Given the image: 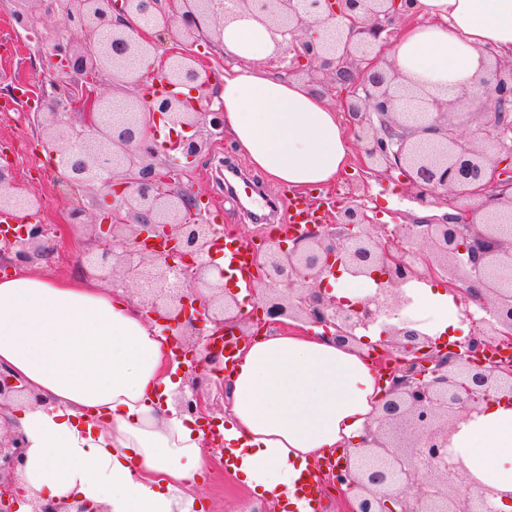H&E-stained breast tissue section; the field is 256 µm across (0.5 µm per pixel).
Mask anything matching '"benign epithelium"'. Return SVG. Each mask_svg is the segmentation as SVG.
Segmentation results:
<instances>
[{
    "label": "benign epithelium",
    "mask_w": 512,
    "mask_h": 512,
    "mask_svg": "<svg viewBox=\"0 0 512 512\" xmlns=\"http://www.w3.org/2000/svg\"><path fill=\"white\" fill-rule=\"evenodd\" d=\"M17 0L14 19L39 34V17ZM398 0H55V11L71 37L52 44L59 77L51 83L53 105L36 117L42 148L59 178L79 184L101 213L94 225L93 259L85 273L112 284L135 283L144 292L143 318L178 332L179 369L202 372L219 362L209 351L198 356L194 336L224 330L241 320L233 294L212 281L215 229L201 214L200 200L186 188L180 158L202 153L211 137L224 133L223 112L203 107L210 99L196 56L188 49H166L160 59V87L133 98L129 112L105 111L98 93L101 77L128 69L132 56L158 55L172 32L191 45L216 46L224 21L242 10L283 37L270 64L292 72L318 64L315 82L340 103L351 130L363 143L365 158L409 180L414 199L424 206L440 200L482 199L480 224L456 216L421 219L403 234L375 235L367 215L353 202L324 224H308L255 259L249 288L262 294L264 315L273 324L287 320L320 327L324 335L348 345L356 332L381 322L388 338L384 355L396 366L387 372L388 395L354 446L331 468L332 481L351 494L350 512H499L498 491L477 483L476 495L461 489L468 472L451 448L456 424L492 394L512 400V366L484 357L494 344L512 339V171L498 155L512 154V64L490 62V77L479 80L481 93L461 89L444 100L422 87L395 92L404 76L387 56L397 41L403 14ZM112 38L101 39V15ZM163 20L155 35L144 36L134 19ZM326 27L336 37L314 30ZM190 86L195 96L175 92ZM477 116L466 135L450 119L453 113ZM159 116L180 134L163 149L149 139L151 118ZM41 199L0 169V215L37 213ZM54 226L34 223L20 233L0 225V255L14 267H28L49 255ZM345 270L374 281V292L348 306L329 295L328 276ZM444 279L448 290L474 318L470 303L489 315L483 330L465 341L440 348L416 322L403 314L410 303L404 286L412 280ZM481 285V289L474 285ZM29 388L0 369V408L23 399ZM184 412L210 416V404L197 391L175 398ZM22 435L0 426V512H17L21 491L14 485L25 462ZM31 512H105L87 501L42 504Z\"/></svg>",
    "instance_id": "7a95c632"
}]
</instances>
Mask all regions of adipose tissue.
Listing matches in <instances>:
<instances>
[{
  "label": "adipose tissue",
  "instance_id": "obj_1",
  "mask_svg": "<svg viewBox=\"0 0 512 512\" xmlns=\"http://www.w3.org/2000/svg\"><path fill=\"white\" fill-rule=\"evenodd\" d=\"M410 11L420 22L390 57L427 90L473 87L489 74L490 50L512 62V0H412ZM278 40L248 12L226 21L219 49L234 64L221 78L224 130L272 184L330 186L351 157L342 116L303 82L262 69ZM410 294L432 338L457 330L451 293L423 283ZM358 337L340 347L278 331L258 336L225 378L219 431L252 506L310 512L297 495L304 473L361 435L389 383L363 357L381 343L380 330ZM164 341L124 289L106 293L87 279L30 270L0 279V366L39 397L6 413L25 441L17 478L28 495L107 512H196L190 489L205 465L206 436L174 404L181 382ZM452 446L479 481L512 492L511 404H480Z\"/></svg>",
  "mask_w": 512,
  "mask_h": 512
}]
</instances>
